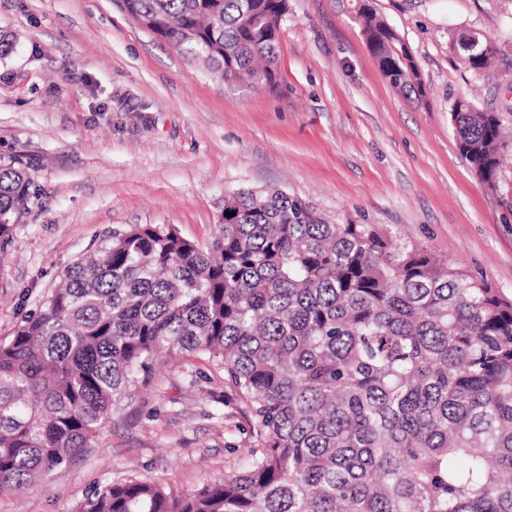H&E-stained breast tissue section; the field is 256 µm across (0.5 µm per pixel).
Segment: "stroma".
Segmentation results:
<instances>
[{
    "label": "stroma",
    "mask_w": 512,
    "mask_h": 512,
    "mask_svg": "<svg viewBox=\"0 0 512 512\" xmlns=\"http://www.w3.org/2000/svg\"><path fill=\"white\" fill-rule=\"evenodd\" d=\"M370 4L412 55L422 100L391 87L359 22ZM0 158L29 197L0 252V343L110 230L175 227L211 242L226 193L278 189L329 219L386 226L512 299V140L496 189L459 153L455 99L512 125V0H288L275 88L227 83L140 27L117 0H0ZM455 31L500 53L474 71ZM251 415L220 364H155L82 453L0 512H78L108 483L193 490L236 468Z\"/></svg>",
    "instance_id": "1"
}]
</instances>
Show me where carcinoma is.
<instances>
[{
  "mask_svg": "<svg viewBox=\"0 0 512 512\" xmlns=\"http://www.w3.org/2000/svg\"><path fill=\"white\" fill-rule=\"evenodd\" d=\"M122 2L224 81L275 85L287 0ZM360 17L390 85L423 97L398 36L370 8ZM454 106L460 153L499 177V114ZM29 182L0 159V249ZM224 211L209 244L113 229L0 343V493L88 447L161 354L189 353L222 364L259 447L197 490L130 479L79 512H512V299L281 190L228 194Z\"/></svg>",
  "mask_w": 512,
  "mask_h": 512,
  "instance_id": "1",
  "label": "carcinoma"
}]
</instances>
